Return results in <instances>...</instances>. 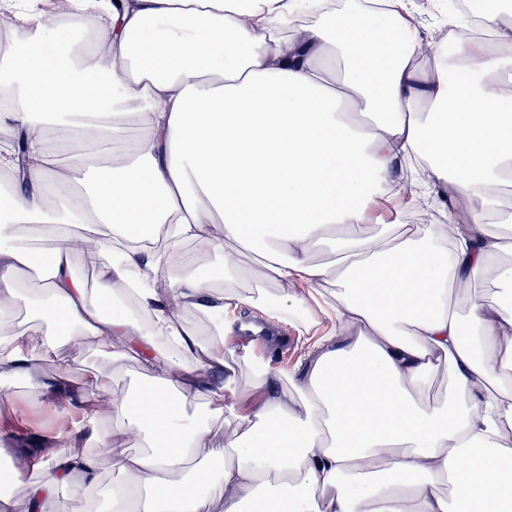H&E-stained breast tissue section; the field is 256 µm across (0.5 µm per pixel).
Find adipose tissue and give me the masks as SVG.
Returning a JSON list of instances; mask_svg holds the SVG:
<instances>
[{"label": "adipose tissue", "mask_w": 512, "mask_h": 512, "mask_svg": "<svg viewBox=\"0 0 512 512\" xmlns=\"http://www.w3.org/2000/svg\"><path fill=\"white\" fill-rule=\"evenodd\" d=\"M294 7L76 0L67 28L55 13L13 10L28 39L0 57L4 114L40 134L27 174L0 152V366L21 377L32 362L57 363L41 388L76 402L55 446L0 448L12 484L0 512L85 495L111 439L127 436L141 449L112 467L143 493V512H512V312L476 296L489 275L512 283L501 262L512 234L485 226L496 187L512 179V59L500 51L512 26L484 12L496 43L458 35L455 70H426L413 62L418 30L391 10L339 11L290 35L300 52L284 56L278 32ZM90 11L112 44L86 63L70 55L69 34ZM130 121L142 133L128 143ZM95 142L120 145L112 165L91 161ZM417 158L454 207L438 224L356 235L374 197L417 205L424 181L401 176ZM16 224L37 225L50 249L17 246ZM332 232L350 263H311ZM87 234L105 258L91 289L71 261V241ZM187 243L218 254L217 269L193 261ZM249 250L262 268L247 265ZM32 269L44 280L33 292ZM251 277L283 288L264 302L272 326L308 307L294 283L335 281L336 332L214 444L189 398L206 395L220 413L235 406L239 374L257 389L270 379L267 367L224 357L237 324L224 311L255 305L235 289ZM22 304L32 327L14 323ZM190 309L202 331L186 327ZM66 327L97 357L144 362L136 389L98 380L107 420L67 374ZM440 370L443 398L422 403Z\"/></svg>", "instance_id": "adipose-tissue-1"}]
</instances>
